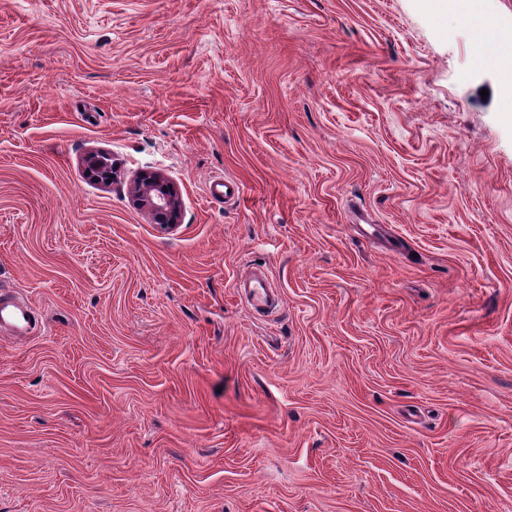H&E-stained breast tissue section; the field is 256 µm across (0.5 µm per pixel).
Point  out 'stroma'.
Returning <instances> with one entry per match:
<instances>
[{
  "label": "stroma",
  "instance_id": "35a3bbf8",
  "mask_svg": "<svg viewBox=\"0 0 512 512\" xmlns=\"http://www.w3.org/2000/svg\"><path fill=\"white\" fill-rule=\"evenodd\" d=\"M478 4L0 0L37 321L0 331V512H512V0ZM134 197L136 205L149 213L154 223H177L178 200L174 188L161 176H143L134 187ZM239 288L243 298L258 312L272 313L280 304L278 289L264 272H250Z\"/></svg>",
  "mask_w": 512,
  "mask_h": 512
}]
</instances>
